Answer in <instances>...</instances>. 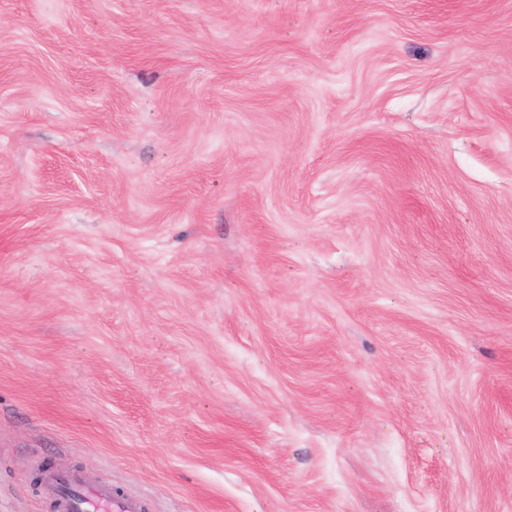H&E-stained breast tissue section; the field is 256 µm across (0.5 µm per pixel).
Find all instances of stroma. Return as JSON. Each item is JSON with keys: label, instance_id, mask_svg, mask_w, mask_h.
<instances>
[{"label": "stroma", "instance_id": "35a3bbf8", "mask_svg": "<svg viewBox=\"0 0 512 512\" xmlns=\"http://www.w3.org/2000/svg\"><path fill=\"white\" fill-rule=\"evenodd\" d=\"M512 512V0H0V512ZM141 502L130 498H113L112 491L100 488L91 493H83L79 511H71L69 501L60 499L57 512H142Z\"/></svg>", "mask_w": 512, "mask_h": 512}]
</instances>
